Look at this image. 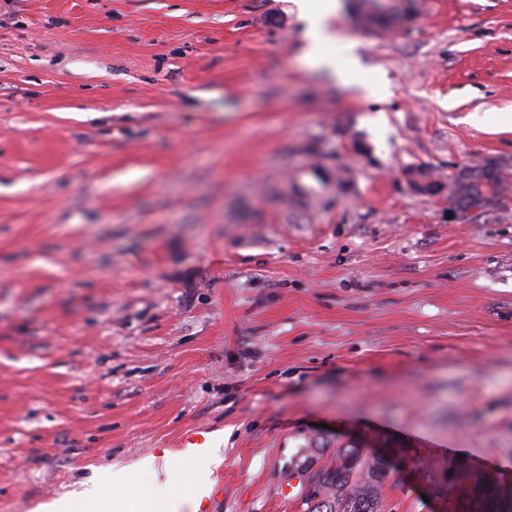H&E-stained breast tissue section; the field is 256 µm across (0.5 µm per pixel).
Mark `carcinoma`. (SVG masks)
<instances>
[{
	"label": "carcinoma",
	"mask_w": 512,
	"mask_h": 512,
	"mask_svg": "<svg viewBox=\"0 0 512 512\" xmlns=\"http://www.w3.org/2000/svg\"><path fill=\"white\" fill-rule=\"evenodd\" d=\"M505 167L478 164L462 168L448 194L450 209L462 220L471 213L502 207L509 199L512 182ZM387 465L357 446L336 449V463L311 476L307 512H382L381 492ZM509 483L494 477L475 478L467 487L446 488L453 512H496L498 498Z\"/></svg>",
	"instance_id": "obj_1"
}]
</instances>
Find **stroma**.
Segmentation results:
<instances>
[{
  "mask_svg": "<svg viewBox=\"0 0 512 512\" xmlns=\"http://www.w3.org/2000/svg\"><path fill=\"white\" fill-rule=\"evenodd\" d=\"M381 2L345 88L292 0H0V512L196 438L213 512H305L348 445L383 512L512 479V208L446 192L512 165V0ZM508 169L509 167H492L488 164L462 168L448 194L450 209L461 220L469 219L473 212L500 209L509 199L511 181L505 176Z\"/></svg>",
  "mask_w": 512,
  "mask_h": 512,
  "instance_id": "1",
  "label": "stroma"
}]
</instances>
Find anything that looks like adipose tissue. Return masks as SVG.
<instances>
[{
    "label": "adipose tissue",
    "instance_id": "ef3b65f1",
    "mask_svg": "<svg viewBox=\"0 0 512 512\" xmlns=\"http://www.w3.org/2000/svg\"><path fill=\"white\" fill-rule=\"evenodd\" d=\"M300 16L306 21L304 38L306 45L302 54L305 65L313 70H325L333 74L338 83L349 86L357 83L361 72L358 55L359 42L355 39L338 40L333 26L341 5L339 0H294ZM340 41L337 54L325 51L327 44ZM181 457L186 468H176L170 463L156 464L155 460H140L129 465L107 464L96 469L93 477L85 482L83 489L62 496L53 504L50 512H181L182 500L160 499L148 492L133 490L134 479L142 469H150L153 477L170 483L178 478L197 486L199 496L207 494V479L191 469L190 464L198 459L220 464L222 450L217 445L206 448H188Z\"/></svg>",
    "mask_w": 512,
    "mask_h": 512
}]
</instances>
